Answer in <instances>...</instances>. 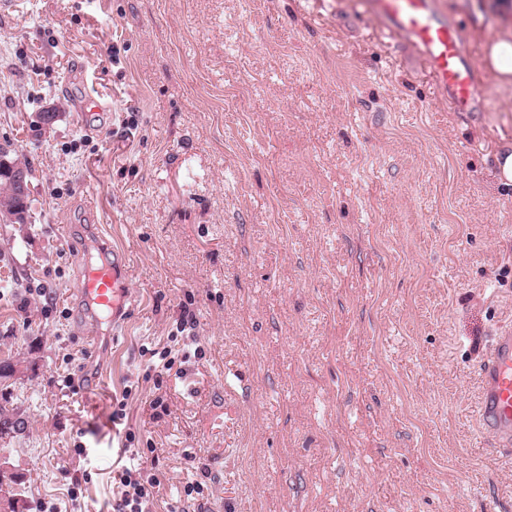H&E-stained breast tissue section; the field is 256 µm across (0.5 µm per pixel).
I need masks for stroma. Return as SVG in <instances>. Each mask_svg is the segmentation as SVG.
I'll list each match as a JSON object with an SVG mask.
<instances>
[{"mask_svg":"<svg viewBox=\"0 0 512 512\" xmlns=\"http://www.w3.org/2000/svg\"><path fill=\"white\" fill-rule=\"evenodd\" d=\"M498 3L442 0L474 59ZM379 29L357 0L0 12V146L32 169L27 223L0 222L22 512H112L135 459L151 512H512V458L476 417L512 327V90L482 71L487 111H449ZM109 245L115 327L81 294ZM186 313L203 352L157 376Z\"/></svg>","mask_w":512,"mask_h":512,"instance_id":"35a3bbf8","label":"stroma"}]
</instances>
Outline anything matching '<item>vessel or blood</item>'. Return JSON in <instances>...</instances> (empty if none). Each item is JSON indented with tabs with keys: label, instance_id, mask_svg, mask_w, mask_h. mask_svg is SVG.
<instances>
[{
	"label": "vessel or blood",
	"instance_id": "1",
	"mask_svg": "<svg viewBox=\"0 0 512 512\" xmlns=\"http://www.w3.org/2000/svg\"><path fill=\"white\" fill-rule=\"evenodd\" d=\"M365 12L377 18L384 32L406 42L418 55L438 95L453 112H473L480 106L476 64L460 25L449 19L439 0H362ZM127 259L111 258L85 266L81 291L103 315L120 320L130 299ZM478 422L500 451H512V328L499 330L480 366Z\"/></svg>",
	"mask_w": 512,
	"mask_h": 512
}]
</instances>
